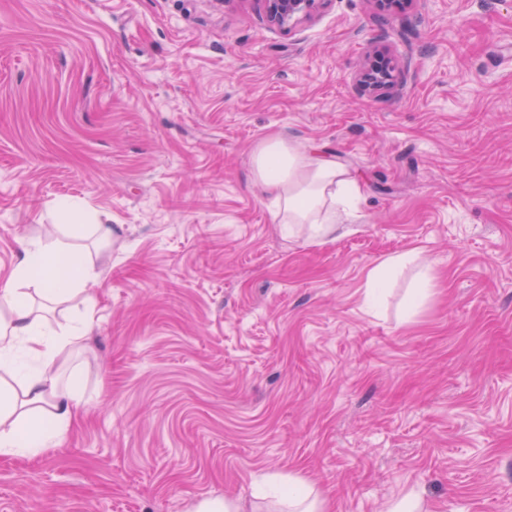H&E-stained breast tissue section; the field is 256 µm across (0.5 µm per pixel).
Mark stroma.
I'll return each instance as SVG.
<instances>
[{
  "instance_id": "1",
  "label": "stroma",
  "mask_w": 512,
  "mask_h": 512,
  "mask_svg": "<svg viewBox=\"0 0 512 512\" xmlns=\"http://www.w3.org/2000/svg\"><path fill=\"white\" fill-rule=\"evenodd\" d=\"M377 49L401 76L368 95ZM273 135L361 183L329 238L273 223ZM53 238L95 273L51 315L91 324L56 360L79 419L0 456V512H276L255 487L288 473L334 512H512V0L289 29L255 0H0V280ZM420 259V252L417 250H410L392 257H389L385 262L380 264L377 268L373 269L367 278L365 289V301L369 306H375L380 302L383 289L385 288L384 282L381 278L382 270L395 271L405 266L415 263Z\"/></svg>"
}]
</instances>
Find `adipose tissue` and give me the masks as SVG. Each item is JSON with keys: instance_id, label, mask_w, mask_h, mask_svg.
<instances>
[{"instance_id": "ef3b65f1", "label": "adipose tissue", "mask_w": 512, "mask_h": 512, "mask_svg": "<svg viewBox=\"0 0 512 512\" xmlns=\"http://www.w3.org/2000/svg\"><path fill=\"white\" fill-rule=\"evenodd\" d=\"M252 176L275 208L274 223L292 232L306 224L313 238L331 236L341 214L362 195L359 181L333 160L316 157L280 138L259 143L252 153ZM92 274L86 256L60 240L27 247L24 256L0 282V372L20 374V391L0 381V455L27 457L55 446L68 431L80 403L77 381L59 387L57 355L87 333L86 322L56 330L29 303L31 294L61 303L77 298ZM40 359V372L22 374L18 350ZM268 488L288 512H331L330 504L300 476H272Z\"/></svg>"}]
</instances>
